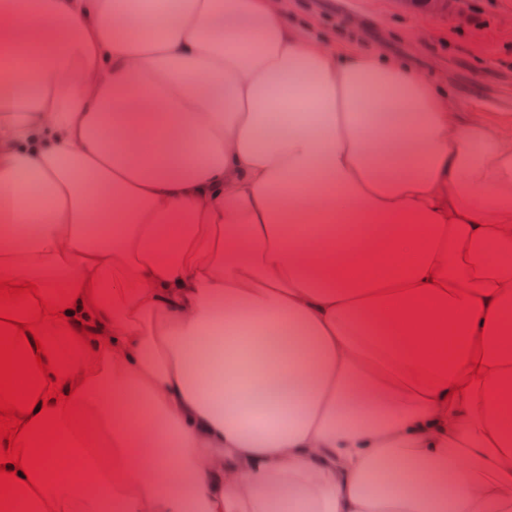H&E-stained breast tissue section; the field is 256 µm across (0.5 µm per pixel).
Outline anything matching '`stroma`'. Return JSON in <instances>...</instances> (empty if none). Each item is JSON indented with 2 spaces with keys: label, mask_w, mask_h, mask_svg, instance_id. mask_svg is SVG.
<instances>
[{
  "label": "stroma",
  "mask_w": 512,
  "mask_h": 512,
  "mask_svg": "<svg viewBox=\"0 0 512 512\" xmlns=\"http://www.w3.org/2000/svg\"><path fill=\"white\" fill-rule=\"evenodd\" d=\"M460 19L434 17L412 0H288L336 26L337 48L404 60L441 76L472 112L512 114V0H453Z\"/></svg>",
  "instance_id": "obj_1"
}]
</instances>
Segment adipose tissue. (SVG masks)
Returning <instances> with one entry per match:
<instances>
[{
    "instance_id": "adipose-tissue-1",
    "label": "adipose tissue",
    "mask_w": 512,
    "mask_h": 512,
    "mask_svg": "<svg viewBox=\"0 0 512 512\" xmlns=\"http://www.w3.org/2000/svg\"><path fill=\"white\" fill-rule=\"evenodd\" d=\"M0 55V276L92 322L23 512H512V118L283 0H0Z\"/></svg>"
}]
</instances>
